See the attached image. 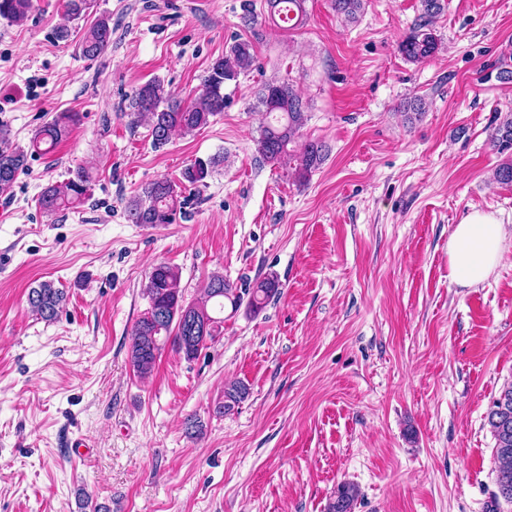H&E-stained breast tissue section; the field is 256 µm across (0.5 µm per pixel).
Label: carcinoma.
<instances>
[{
  "mask_svg": "<svg viewBox=\"0 0 512 512\" xmlns=\"http://www.w3.org/2000/svg\"><path fill=\"white\" fill-rule=\"evenodd\" d=\"M305 0H267L272 18L297 27L303 24ZM91 0H65L67 15L78 20L90 9ZM336 13L354 19L363 7V0H333ZM427 21L413 28L400 42L399 51L408 59L420 61L431 57L437 48V39L428 29L430 19L442 9L440 0H422ZM34 8V0H0V19L11 23L23 21ZM112 31L108 21L99 18L83 33L82 51L94 58L108 46ZM253 46L248 40L236 42L230 55L216 59L202 80V93L191 105L185 106L167 91L159 80H152L137 89L130 98L129 108L134 114L146 118L153 144L166 145L177 131L192 132L210 123V119L224 111V84L250 69L254 63ZM265 121L256 140V149L267 163H279L288 158L295 162V174L304 179L326 158V146L321 142H308L298 155L288 151L306 120V103L296 90L285 82H266L258 92ZM79 120L78 114L64 112L39 130L31 139V151L48 153L69 133V127ZM491 141L500 152L512 151V113L494 128ZM28 153L9 144L8 133L0 129V190L12 186L19 172L27 167ZM214 161L197 159L183 172L190 185L202 184L211 175ZM89 176L79 168L62 185H51L39 197L40 206L48 212L74 209L85 201L89 190ZM186 198L167 179L147 184L141 194L126 205L127 216L134 224L157 226L171 224L183 213ZM279 291L274 275L256 282L247 290L248 300L234 292L224 276H211L203 296L189 301L180 288L178 270L166 263L152 267L143 288L148 308L136 322L130 338V363L134 371L149 375L166 347L182 355L185 360L195 359L199 351L216 339L224 327V300H229L236 311L242 303L253 314L259 313ZM66 300L64 290L51 281H42L30 289L27 304L30 311L45 321L54 320ZM248 396L242 382L224 388V403L216 413L232 410ZM488 424L495 439V500L512 503V383L504 387L493 401ZM358 490L344 482L337 486L329 498L325 512H353Z\"/></svg>",
  "mask_w": 512,
  "mask_h": 512,
  "instance_id": "obj_1",
  "label": "carcinoma"
}]
</instances>
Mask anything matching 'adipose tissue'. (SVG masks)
Segmentation results:
<instances>
[{
	"instance_id": "ef3b65f1",
	"label": "adipose tissue",
	"mask_w": 512,
	"mask_h": 512,
	"mask_svg": "<svg viewBox=\"0 0 512 512\" xmlns=\"http://www.w3.org/2000/svg\"><path fill=\"white\" fill-rule=\"evenodd\" d=\"M504 252L505 233L500 220L491 213L470 212L448 240L451 276L459 286H477L488 279Z\"/></svg>"
}]
</instances>
